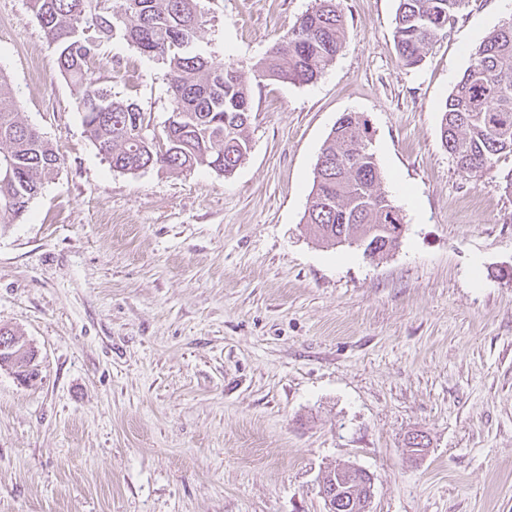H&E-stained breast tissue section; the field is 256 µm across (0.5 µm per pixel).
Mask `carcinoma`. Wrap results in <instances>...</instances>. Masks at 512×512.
<instances>
[{
    "instance_id": "obj_1",
    "label": "carcinoma",
    "mask_w": 512,
    "mask_h": 512,
    "mask_svg": "<svg viewBox=\"0 0 512 512\" xmlns=\"http://www.w3.org/2000/svg\"><path fill=\"white\" fill-rule=\"evenodd\" d=\"M31 0L32 11L57 53L60 73L74 86L76 108L89 137L121 172L144 167L185 170L206 166L229 176L250 150L251 89L238 70L197 45L204 25L199 0ZM468 0H399L394 41L404 65L416 67L429 46ZM346 19L338 0H315L254 69L260 80L304 85L316 80L341 52ZM120 38L167 68L172 112L158 139L144 141L137 103L118 100L100 86L89 64L103 40ZM441 140L459 171L476 174L512 155V21L479 46L441 111ZM366 119L346 113L336 122L315 166L302 221L328 246H354L373 259L399 243L398 207L382 192L381 173ZM61 158L20 117L0 77V212L21 216ZM331 486L346 473L325 474ZM350 484V483H348ZM353 495L362 483L350 484Z\"/></svg>"
}]
</instances>
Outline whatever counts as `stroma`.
Wrapping results in <instances>:
<instances>
[{
  "label": "stroma",
  "instance_id": "1",
  "mask_svg": "<svg viewBox=\"0 0 512 512\" xmlns=\"http://www.w3.org/2000/svg\"><path fill=\"white\" fill-rule=\"evenodd\" d=\"M340 2L342 51L293 85L254 66L314 0H201L202 51L251 86V149L227 176L113 170L30 0H0V73L62 159L23 217L0 214V325L39 369L0 368V512H325L339 464L372 475L371 512H512V155L468 177L440 132L512 11L469 0L408 68L398 0ZM91 69L163 127L161 62L115 38ZM349 112L405 215L381 259L302 222Z\"/></svg>",
  "mask_w": 512,
  "mask_h": 512
}]
</instances>
